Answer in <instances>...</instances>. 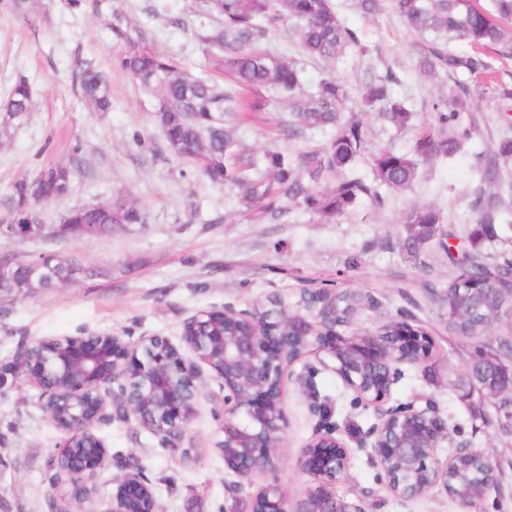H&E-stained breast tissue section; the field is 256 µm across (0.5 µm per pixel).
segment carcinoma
I'll return each mask as SVG.
<instances>
[{"instance_id": "carcinoma-1", "label": "carcinoma", "mask_w": 512, "mask_h": 512, "mask_svg": "<svg viewBox=\"0 0 512 512\" xmlns=\"http://www.w3.org/2000/svg\"><path fill=\"white\" fill-rule=\"evenodd\" d=\"M368 15L389 7L414 34L420 37L417 54L420 70L429 75L444 73L454 79L448 94L432 105L433 120L424 124L408 151L385 148L371 159L372 180L329 178L351 166L364 152L366 139L358 120L344 119L350 100L346 84L329 76L309 94L302 93L304 62L292 56L274 54L266 48L270 30L290 22L289 38L303 59L338 62L350 53L364 54L367 46L358 33L339 17L334 0H196L195 12L213 20L199 39L204 45L206 70L196 76L175 57L157 51L148 34L112 20V34L124 50L119 67L143 85L158 89L156 121L170 153L192 165L210 182L238 190L247 209L260 217L280 218L292 209L322 217H334L367 201L376 208L385 203L381 189L407 191L416 183L421 164L430 159L454 157L472 134L462 121L471 111L469 91L456 76L476 80L481 93L496 92L512 99V92L487 82L489 67L484 51L498 45L504 36L502 22L512 19V0H493V10L476 0H356ZM458 41L471 47L459 53L448 47ZM399 81L392 71L364 83V105L379 112L390 126L400 129L415 119L414 112L396 98L391 86ZM79 87L90 108L106 112L111 92L98 71H80ZM290 101L288 120L282 128L288 140H299L315 129L331 128L334 134L315 149L295 154L269 150L262 160L238 147L236 130L226 123L235 112H265L271 98ZM32 90L19 80L0 104V126L23 120L30 112ZM512 161V137L505 135L490 153L480 156V184L473 193L471 208L478 213L472 233L473 249L465 253L466 264L448 281V330L465 338L487 334L495 317L512 312V258L490 265L476 249L482 241L497 237V225L512 223V210L487 195L489 186L512 182L503 173ZM72 174L68 167L52 164L31 178L10 184L0 195V214L21 224L31 208L41 201L66 196ZM76 224H98L100 234L112 232L114 224H141V210L123 201L93 203L71 210ZM403 223L407 229L404 247L414 253L432 240L446 247L447 234L438 210L413 204ZM358 295L341 292L336 296V322L344 323L354 312ZM512 358V340L500 341L498 349L475 356L472 374L486 390L496 384L497 367ZM496 468L493 462L459 459L453 486L458 491H476L484 473Z\"/></svg>"}]
</instances>
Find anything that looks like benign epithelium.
<instances>
[{
  "label": "benign epithelium",
  "instance_id": "7a95c632",
  "mask_svg": "<svg viewBox=\"0 0 512 512\" xmlns=\"http://www.w3.org/2000/svg\"><path fill=\"white\" fill-rule=\"evenodd\" d=\"M98 229L96 224L55 225L57 235L74 239L95 236ZM44 231L39 219L16 224L0 218V239L38 240ZM334 318L333 293L330 300L294 320L278 307L268 308L256 320L231 309L201 311L186 321L183 331L194 362L186 361L161 336L145 338L133 349L115 336L87 335L40 339L19 350L15 360L19 373L41 390L44 411L64 433L55 459L63 462L61 481L74 494L54 497L56 503L66 505L57 512H81L88 482L110 464L109 452L94 430L96 421L133 418L152 434L165 437L172 452L180 450L196 414L203 364L224 381V439L219 444L228 449L224 465L245 479L276 470L287 428L282 390L294 365L287 353L298 341H308L310 351L324 354L320 365L374 407L378 423L361 443L368 457L383 469L399 467L407 479L437 470L436 478L421 489L391 488L393 496L414 499L436 487L449 492L453 477L449 462L473 453L492 458L488 449L459 447L442 464L436 449L448 440V421L433 407L410 403L382 409L396 382L392 373L385 372L386 359L419 364L427 358L425 344L412 335V327L404 326V336L388 345L372 333L343 336L337 333ZM502 374L501 391L486 400L502 414V429L512 434V366ZM314 375L310 369L298 383L311 399L313 411L323 417ZM349 461L350 449L337 436L336 426L322 425L304 446L300 466L318 479L332 481L346 473ZM112 483L115 492L100 498L99 512H139L142 500L153 496L145 479L133 472L113 477ZM257 496L255 512H294L275 479Z\"/></svg>",
  "mask_w": 512,
  "mask_h": 512
}]
</instances>
